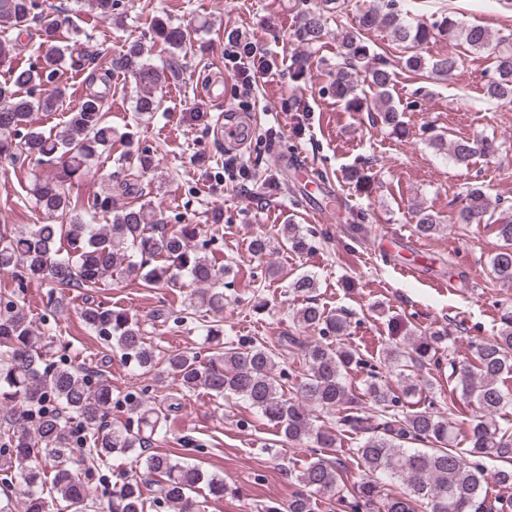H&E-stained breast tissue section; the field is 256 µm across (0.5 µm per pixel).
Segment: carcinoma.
<instances>
[{"mask_svg": "<svg viewBox=\"0 0 512 512\" xmlns=\"http://www.w3.org/2000/svg\"><path fill=\"white\" fill-rule=\"evenodd\" d=\"M75 4L103 18L112 17L114 0H75ZM35 0H0V31L27 30L35 20ZM327 17L323 11L306 14L300 38L308 46L325 36ZM373 27L388 31L393 40L408 49L418 48L438 35L465 44L471 52H486L492 45L494 76L486 86L488 98L512 104V44L493 41L479 25H465L447 16L431 22H410L385 5L372 7L358 17L355 27L345 30L341 47L344 62L331 71V87L336 100L378 113L381 121L396 129L399 108L390 92L394 73L386 65L372 64L375 53L363 32ZM164 42L174 50L183 49L184 32L178 27H158ZM45 52L34 66L20 67L11 59L12 47L0 42V66L7 67L8 83H0V157L14 162L32 156L55 157L61 169L53 177L39 179L29 193L43 214L60 220L58 224H33L25 231L0 227V271L19 281L40 280L51 286L50 301L63 308L65 295L54 296L56 288L98 287L117 269L142 280L149 287H175L181 274L198 285L189 294V304L205 312L224 307V275L207 256L192 247L196 227L181 224L171 231L155 233L159 220L143 204L116 206L108 185L88 207L71 195L74 176L97 163L112 147V124L107 119L106 96L85 94L69 118L49 132L30 125L34 112H55L66 96V87L56 76L74 48L55 44L56 30L42 29ZM106 73L124 72L138 88L135 112L150 115L160 108L157 97L159 72L144 58L143 48L130 44L125 52L105 61ZM461 64L458 56L431 63V72L446 78ZM368 71L370 94L356 93L357 67ZM439 150L451 149L453 159L467 164L477 155L491 157L498 151L491 140L432 139ZM499 203L482 186L471 185L458 213L460 224H480L497 211ZM417 231L428 238L443 225L432 214L415 210ZM108 219L97 223V216ZM495 230L501 241L491 257L492 280L512 286V215L499 216ZM285 244L293 251L307 247V239L294 224L282 228ZM163 256L170 264H151ZM292 292L308 298L307 305L293 319L305 329L318 332L302 347L305 369L297 377L276 372L275 352L256 339L222 341L218 324L206 326L205 339L215 350L203 357L199 352H171L163 362L169 374L188 392L202 390L215 398H233L248 403L273 424L286 443L311 444L315 448H336L345 434L361 435L356 448L359 465L369 474L381 473L406 486L405 493H390L381 483L363 478L347 485L341 460L321 455L293 462L290 475L304 490L288 502L286 512H314L313 495H321L341 506L347 499L352 512H415L414 504H424L425 512H512V429L500 426L498 417L512 403V394L503 389L512 377V308L501 310L498 333L491 339L471 342L474 361L448 359V380L455 383L448 397H435L434 382L421 374L400 369L403 382L397 393L386 382L388 363L408 358L442 369L448 334L437 330L415 334L408 346L387 350L385 360L373 364L359 348L326 340L342 337L349 328L347 317L328 312L309 300L317 288L315 276L304 273L293 279ZM83 320L95 335L121 352V357L140 375L155 370L158 358L146 343L137 319L122 309L88 306ZM64 344V337L51 333L36 335L28 313L12 290L0 294V483L23 486L20 501H0V512H88L97 507L82 473L107 464L114 456H124L135 448H148L167 422L161 412L143 408L135 401L127 422L112 423V381L103 372L94 376L64 360L46 363V347ZM361 367L367 370L364 392L356 394L346 383V375ZM292 385L285 386V381ZM366 397L376 410L365 415L360 398ZM334 421L316 424V412ZM467 447H458V440ZM498 462L493 474L486 473L485 461ZM147 474L153 476L151 495L138 474L123 471L112 491V512H150L165 504L172 512H201L196 499L200 485L209 496L226 493L224 480L205 479L197 467L182 464L167 454L153 453L142 459ZM503 490L494 500L486 496L489 483Z\"/></svg>", "mask_w": 512, "mask_h": 512, "instance_id": "obj_1", "label": "carcinoma"}]
</instances>
